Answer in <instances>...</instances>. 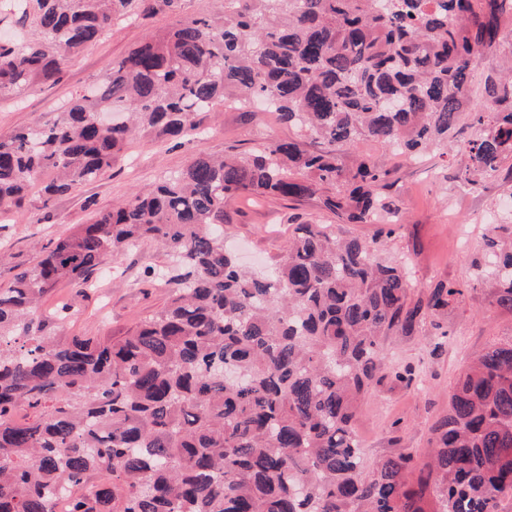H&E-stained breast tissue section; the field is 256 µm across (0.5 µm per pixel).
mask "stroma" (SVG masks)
I'll use <instances>...</instances> for the list:
<instances>
[{
    "mask_svg": "<svg viewBox=\"0 0 512 512\" xmlns=\"http://www.w3.org/2000/svg\"><path fill=\"white\" fill-rule=\"evenodd\" d=\"M216 7V0H176L172 11L113 23L98 43L72 55L57 84L0 100V138L38 127L61 114L76 95L89 84L103 81L113 65L149 34L184 17L208 16ZM202 127L200 137L164 147L147 137L134 138L111 168L72 195L46 202L38 189H31L24 208L0 217V251L7 255L0 265V288L9 286L17 267L34 263L48 240L89 222L132 192L181 171L198 152L215 156L244 153L264 141L293 134L276 113L231 105L209 113ZM362 155L388 170L386 194L404 212L403 223L396 226L381 256L408 263L415 282L411 300L425 297L440 283L466 286L448 313L449 335L440 355L432 353L435 339L426 325L411 336L385 338L387 369L410 365L421 370L422 378L409 386L384 378L362 405L355 431L363 444L364 461L370 465L401 452H425L433 438L431 426L447 413L448 394L462 370L492 343L512 337V314L488 303L491 288L484 278L488 264L481 250L491 221L512 219V177L500 173L479 191L464 194L455 181L460 165L455 153L433 152L410 161L369 142L338 151L348 167ZM335 221L316 197L255 199L243 194L224 206L226 240L238 249L245 264L257 269L283 255L292 225ZM170 265L159 247L143 242L113 260L111 269L97 276L95 288L61 284L44 299L43 306L68 305L69 317L61 327L64 335L120 336L165 305L167 286L147 279L144 271Z\"/></svg>",
    "mask_w": 512,
    "mask_h": 512,
    "instance_id": "stroma-1",
    "label": "stroma"
}]
</instances>
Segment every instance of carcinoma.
I'll return each mask as SVG.
<instances>
[{"label": "carcinoma", "instance_id": "cac0c4a2", "mask_svg": "<svg viewBox=\"0 0 512 512\" xmlns=\"http://www.w3.org/2000/svg\"><path fill=\"white\" fill-rule=\"evenodd\" d=\"M173 0H0L38 32L0 41V99L57 83L72 54L116 21ZM512 0H224L133 49L61 115L0 138V215L94 180L140 133L198 137L231 100L273 103L292 138L216 158L138 191L50 242L0 289V512H499L512 497V337L465 368L432 448L367 471L354 420L384 369L383 340L411 336L463 295L441 283L411 303L410 271L380 257L401 223L389 172L337 148L373 141L409 160L478 135L457 179L512 174V58L483 78L480 49L512 44ZM125 113L110 126L99 113ZM317 194L341 224L386 222L371 239L297 224L268 273L224 246V202ZM145 240L173 262L168 303L122 336H62V281L87 286ZM496 258L491 304L512 312V224L484 240ZM24 413L21 419L16 414ZM107 474L108 480L91 482Z\"/></svg>", "mask_w": 512, "mask_h": 512}]
</instances>
